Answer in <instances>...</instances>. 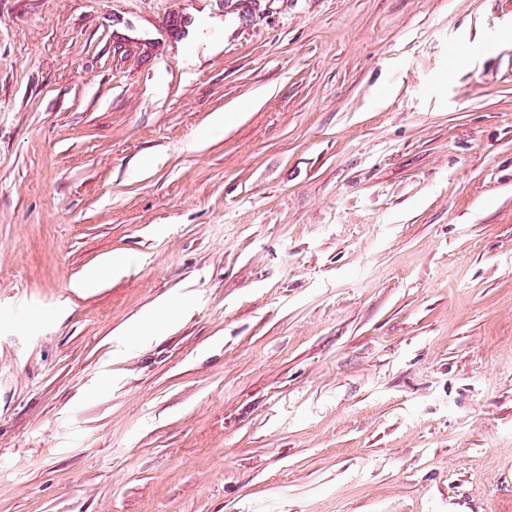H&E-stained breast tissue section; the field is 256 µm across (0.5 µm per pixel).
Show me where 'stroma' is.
<instances>
[{
  "label": "stroma",
  "mask_w": 512,
  "mask_h": 512,
  "mask_svg": "<svg viewBox=\"0 0 512 512\" xmlns=\"http://www.w3.org/2000/svg\"><path fill=\"white\" fill-rule=\"evenodd\" d=\"M505 27L0 0V512H512ZM125 263V260L120 256H113L107 258L102 264L88 270L80 283L81 288H95L101 280L112 272L117 271Z\"/></svg>",
  "instance_id": "obj_1"
}]
</instances>
